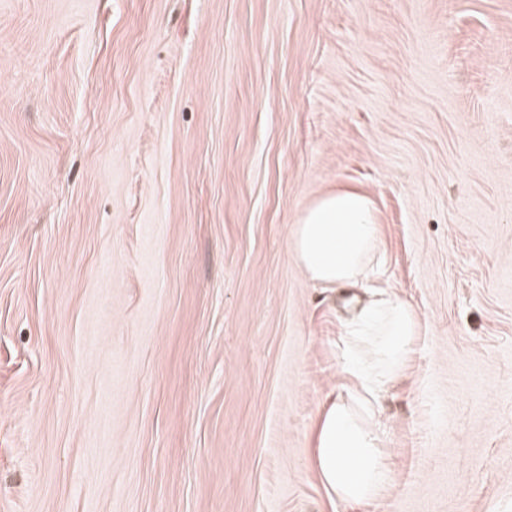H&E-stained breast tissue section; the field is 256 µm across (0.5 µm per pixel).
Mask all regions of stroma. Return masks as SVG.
I'll use <instances>...</instances> for the list:
<instances>
[{
  "instance_id": "35a3bbf8",
  "label": "stroma",
  "mask_w": 512,
  "mask_h": 512,
  "mask_svg": "<svg viewBox=\"0 0 512 512\" xmlns=\"http://www.w3.org/2000/svg\"><path fill=\"white\" fill-rule=\"evenodd\" d=\"M339 188L361 287L291 256ZM368 287L420 334L356 504L311 435ZM0 512H512V0H0ZM380 243L372 201L339 189L317 199L290 234L294 262L312 282L356 286L367 275Z\"/></svg>"
}]
</instances>
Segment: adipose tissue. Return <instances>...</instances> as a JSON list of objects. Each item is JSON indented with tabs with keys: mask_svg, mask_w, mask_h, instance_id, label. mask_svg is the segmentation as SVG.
Returning a JSON list of instances; mask_svg holds the SVG:
<instances>
[{
	"mask_svg": "<svg viewBox=\"0 0 512 512\" xmlns=\"http://www.w3.org/2000/svg\"><path fill=\"white\" fill-rule=\"evenodd\" d=\"M379 243L370 198L349 189L317 199L290 234L294 262L308 279L326 286L357 285ZM419 329L414 307L384 291L373 293L346 323L343 358L350 384L322 408L312 444V465L340 500L380 501L394 481L377 424L378 398L404 374Z\"/></svg>",
	"mask_w": 512,
	"mask_h": 512,
	"instance_id": "ef3b65f1",
	"label": "adipose tissue"
}]
</instances>
